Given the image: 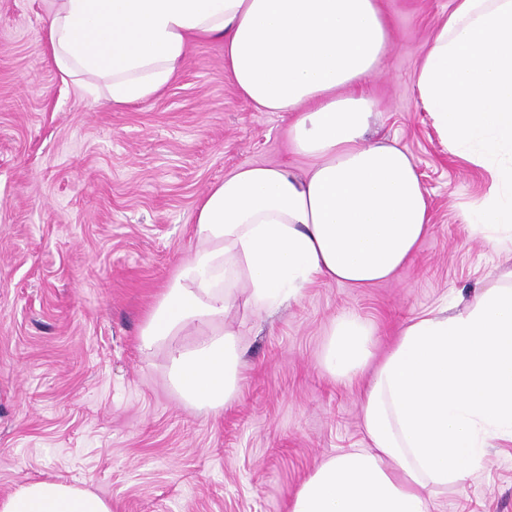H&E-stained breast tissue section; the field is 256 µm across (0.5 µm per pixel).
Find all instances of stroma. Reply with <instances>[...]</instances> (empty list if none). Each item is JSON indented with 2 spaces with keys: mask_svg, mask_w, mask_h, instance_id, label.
I'll return each mask as SVG.
<instances>
[{
  "mask_svg": "<svg viewBox=\"0 0 512 512\" xmlns=\"http://www.w3.org/2000/svg\"><path fill=\"white\" fill-rule=\"evenodd\" d=\"M392 46L361 92L370 139L412 155L431 231L388 281H318L279 310L237 300L243 369L224 409L185 403L145 317L196 247L200 198L252 162L309 161L290 116L260 112L224 76V45L191 44L157 99L112 107L62 80L46 41L51 0H0V501L31 480L88 488L112 512H290L331 456L365 444L370 374L338 380L319 357L331 322L374 329L382 360L413 317L465 309L512 254L470 236L463 212L489 174L449 153L419 105L415 70L453 0H379ZM430 512H512V442L463 484L425 489Z\"/></svg>",
  "mask_w": 512,
  "mask_h": 512,
  "instance_id": "stroma-1",
  "label": "stroma"
}]
</instances>
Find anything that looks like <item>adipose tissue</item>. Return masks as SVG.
I'll use <instances>...</instances> for the list:
<instances>
[{"instance_id": "ef3b65f1", "label": "adipose tissue", "mask_w": 512, "mask_h": 512, "mask_svg": "<svg viewBox=\"0 0 512 512\" xmlns=\"http://www.w3.org/2000/svg\"><path fill=\"white\" fill-rule=\"evenodd\" d=\"M224 43V72L261 112L292 114L305 172L243 164L198 202L197 248L146 316L143 349L166 344L168 381L189 405L223 409L242 353L224 325L235 288L270 311L329 280L370 288L430 231L429 195L410 154L366 142L371 99L354 87L391 46L377 0H51L47 42L63 78L115 106L160 97L190 41ZM421 108L449 150L492 174L463 219L489 247H512V0H454L415 73ZM191 344H181L184 333ZM374 331L344 313L322 365L364 371ZM368 447L329 458L291 512H429L422 494L466 481L491 441L512 439V269L465 311L406 324L362 398ZM0 512H112L77 485L31 481Z\"/></svg>"}]
</instances>
